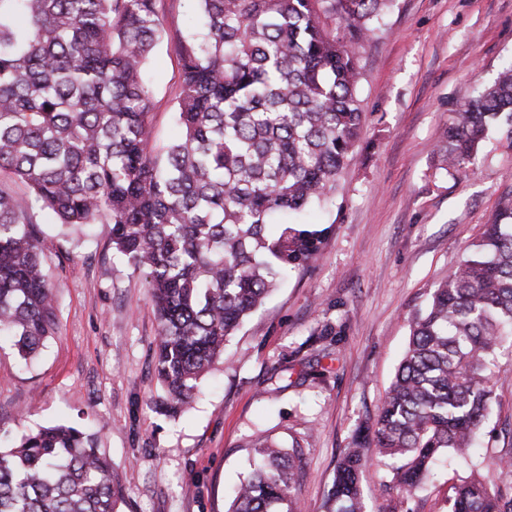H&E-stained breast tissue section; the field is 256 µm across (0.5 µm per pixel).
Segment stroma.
I'll return each mask as SVG.
<instances>
[{
	"mask_svg": "<svg viewBox=\"0 0 512 512\" xmlns=\"http://www.w3.org/2000/svg\"><path fill=\"white\" fill-rule=\"evenodd\" d=\"M364 123L351 165L324 208L320 254L288 273L242 323L179 418L157 413L158 320L143 271L110 227L65 229L37 215L58 329L35 360L0 345V438L42 425L106 424L101 446L123 488L121 512H228L264 431L304 452L303 512H327L343 448L372 418L409 339L408 317L512 198V146L483 142L475 166L436 172L452 112L512 62V0H395L360 49ZM151 147L180 135L179 60L159 45ZM365 512H399L366 449ZM453 472L440 464L416 512H448Z\"/></svg>",
	"mask_w": 512,
	"mask_h": 512,
	"instance_id": "obj_1",
	"label": "stroma"
}]
</instances>
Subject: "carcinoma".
Segmentation results:
<instances>
[{"label": "carcinoma", "instance_id": "1", "mask_svg": "<svg viewBox=\"0 0 512 512\" xmlns=\"http://www.w3.org/2000/svg\"><path fill=\"white\" fill-rule=\"evenodd\" d=\"M394 0H197L166 27L161 0H0V340L28 359L57 332L35 210L63 227L111 226L112 249L146 273L159 321L157 406L175 417L243 320L319 252L312 224L275 223L329 199L363 125L358 48ZM167 42L181 66L182 138L156 151L143 73ZM512 142V63L463 102L437 169L473 164L494 127ZM408 348L366 433L341 452L329 512H364V449L386 459L401 502L443 454L466 470L451 512H512V441L474 448L512 348V200L409 319ZM103 427L65 423L0 448V512H118ZM298 445L267 438L228 512H300Z\"/></svg>", "mask_w": 512, "mask_h": 512}]
</instances>
